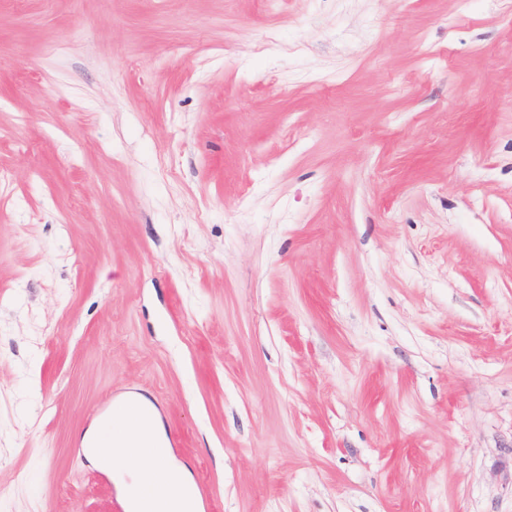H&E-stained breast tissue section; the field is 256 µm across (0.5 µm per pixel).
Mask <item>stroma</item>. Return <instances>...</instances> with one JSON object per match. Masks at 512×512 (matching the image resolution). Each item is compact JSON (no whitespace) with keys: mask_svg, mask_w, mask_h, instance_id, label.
<instances>
[{"mask_svg":"<svg viewBox=\"0 0 512 512\" xmlns=\"http://www.w3.org/2000/svg\"><path fill=\"white\" fill-rule=\"evenodd\" d=\"M0 512H512V21L473 0H0ZM154 408L152 402L117 406L88 434L95 444L88 452L121 488L129 507L120 512H199L190 476L171 461L177 443L168 438L170 447L163 448L165 433L158 414L151 417Z\"/></svg>","mask_w":512,"mask_h":512,"instance_id":"stroma-1","label":"stroma"}]
</instances>
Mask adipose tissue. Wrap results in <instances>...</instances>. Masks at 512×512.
I'll use <instances>...</instances> for the list:
<instances>
[{
    "label": "adipose tissue",
    "instance_id": "obj_1",
    "mask_svg": "<svg viewBox=\"0 0 512 512\" xmlns=\"http://www.w3.org/2000/svg\"><path fill=\"white\" fill-rule=\"evenodd\" d=\"M89 454L94 463L111 471L120 487L127 512H198L200 504L187 471L171 460L164 448L159 417L144 420L124 407L92 432Z\"/></svg>",
    "mask_w": 512,
    "mask_h": 512
}]
</instances>
